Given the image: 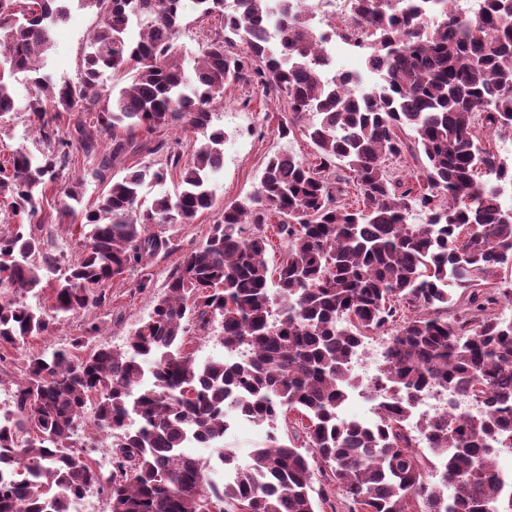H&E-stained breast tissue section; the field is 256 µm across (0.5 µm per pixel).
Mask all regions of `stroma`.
I'll use <instances>...</instances> for the list:
<instances>
[{
	"instance_id": "35a3bbf8",
	"label": "stroma",
	"mask_w": 512,
	"mask_h": 512,
	"mask_svg": "<svg viewBox=\"0 0 512 512\" xmlns=\"http://www.w3.org/2000/svg\"><path fill=\"white\" fill-rule=\"evenodd\" d=\"M66 23L53 33V46L44 59L45 73L55 80L75 78L80 70L89 32L98 24L96 15L71 0ZM285 107L281 100L264 97L250 85H232L225 89L221 104L213 109V127L223 129L224 163L209 179L213 205L188 224H160L156 234L169 239L171 251L159 252L140 266L108 282L106 302L91 313L70 314L60 328L47 337L30 341L26 351L8 350L0 357V400L12 404L18 382L26 369L25 352L46 347L70 349L76 337L85 335L90 323H97L98 333L88 336L90 345L105 344L122 347L126 338L152 314L156 300L165 291V284L179 265L184 253L205 243L213 224L220 222L225 206L246 201L256 191L268 158L276 153L292 152L306 162L316 159V150L304 128H295L288 137H281L279 122ZM61 137L72 140L76 157L69 169V179L82 184V205L94 208L106 186L91 178L98 155L108 152L110 139L96 138V153L85 156L80 143L74 142L72 120H62ZM24 148L31 156L40 157L46 144L32 116L13 113L0 123V164H8L15 148ZM65 198L59 189L49 190L41 202L38 221L32 224L34 235L62 250L67 261H75L83 250L84 236L79 224L61 223L60 209Z\"/></svg>"
}]
</instances>
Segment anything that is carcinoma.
Returning a JSON list of instances; mask_svg holds the SVG:
<instances>
[{
	"mask_svg": "<svg viewBox=\"0 0 512 512\" xmlns=\"http://www.w3.org/2000/svg\"><path fill=\"white\" fill-rule=\"evenodd\" d=\"M334 35L366 54L378 91L340 72L324 80L326 35L315 31L304 0H194L198 19L224 18L223 34L186 59L177 38L180 0H78L95 12L82 69L72 80L40 75L51 32L66 0H0V120L19 110L15 76L30 75L24 106L40 124L47 152L23 149L0 167V197L10 199L14 229L0 235V349L22 350L73 312H90L106 284L170 241L157 224H188L212 207L209 173L224 160V130L213 105L230 84L256 85L284 100L280 133L306 129L319 163L271 156L249 203L224 207L205 244L186 252L153 313L125 347L100 345L86 356L43 348L28 355L13 408L0 423V512H69L88 492L110 512H317L314 475L342 492L350 512H512V495L493 471L512 448V207L499 185L512 163L487 136L512 129V0H482L470 12L442 0H348ZM275 15L284 43L259 34ZM130 76L109 90L105 70ZM65 112L83 113L112 139L91 176L106 181L134 136L180 127L203 137L190 160L164 139L144 143L163 157L108 185L83 210L77 182L63 188L61 219H81L86 244L53 287L44 308L20 299L59 270L58 248L25 232L40 197L63 178L70 143L54 137ZM413 137H408L406 131ZM420 162L412 179L390 174L388 160ZM341 164L349 179L331 178ZM180 168L181 190L143 199ZM355 195L361 206L346 197ZM287 243L280 264L265 259L269 217ZM422 223L416 224V217ZM252 226L249 231L246 226ZM221 329L225 356L197 361L187 351L190 324ZM385 337L373 393L376 421L339 417L358 387L352 361ZM432 390L469 399L480 412L429 415L410 423ZM92 425L112 449L102 476L83 457L79 431ZM249 415L285 425L244 466L224 454L217 481L188 441L214 445L231 421Z\"/></svg>",
	"mask_w": 512,
	"mask_h": 512,
	"instance_id": "carcinoma-1",
	"label": "carcinoma"
}]
</instances>
